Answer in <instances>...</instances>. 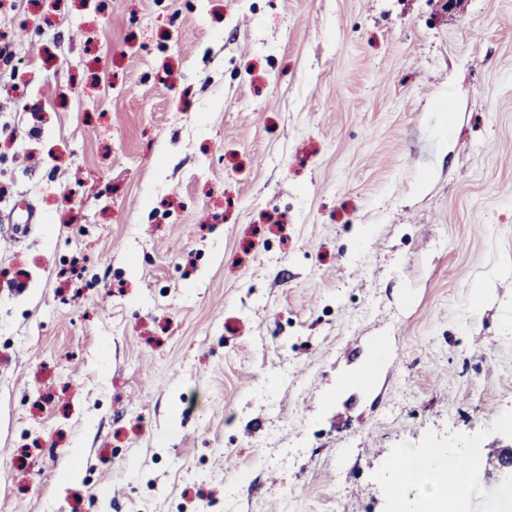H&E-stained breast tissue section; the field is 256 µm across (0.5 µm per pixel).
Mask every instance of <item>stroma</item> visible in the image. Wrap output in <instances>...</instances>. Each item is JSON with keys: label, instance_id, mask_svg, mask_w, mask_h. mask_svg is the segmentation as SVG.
<instances>
[{"label": "stroma", "instance_id": "stroma-1", "mask_svg": "<svg viewBox=\"0 0 512 512\" xmlns=\"http://www.w3.org/2000/svg\"><path fill=\"white\" fill-rule=\"evenodd\" d=\"M1 33L0 512H419L398 450L468 444L455 512H496L512 0H16Z\"/></svg>", "mask_w": 512, "mask_h": 512}]
</instances>
